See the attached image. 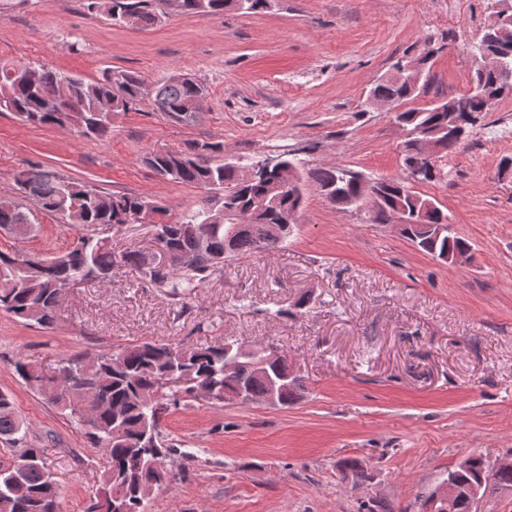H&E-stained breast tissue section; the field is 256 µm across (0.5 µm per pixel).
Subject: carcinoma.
I'll return each mask as SVG.
<instances>
[{"label":"carcinoma","instance_id":"1","mask_svg":"<svg viewBox=\"0 0 512 512\" xmlns=\"http://www.w3.org/2000/svg\"><path fill=\"white\" fill-rule=\"evenodd\" d=\"M172 5L184 14L215 16L225 11L245 14L268 9V0H86L91 11H100L115 25L144 29L159 21L157 7ZM473 56L491 54L512 71V9H494ZM435 50L401 59L412 66L404 78L387 77L371 96L391 102L393 120L412 130L425 127L439 131L443 152L418 182H432L448 176V154L458 144H448V113L455 102L464 103L459 119L472 134L482 121L484 97L499 99L512 95V82L474 67L470 92L453 102L436 98L420 107H405L426 91ZM206 88L187 74L172 75L148 87L134 71L108 68L96 80L66 74L42 65H15L0 61V112H10L36 127H65L87 138H103L112 127V115L128 112L143 100L153 110L176 122L196 119V101ZM419 157L413 140L405 142L403 173L399 177L374 181V197L364 198L361 187L341 179V168H308L294 159L288 165L297 172L295 186H280V174L271 172L257 182L244 183L239 163L224 162V144L190 143L184 149L152 151L143 162L166 180L209 190L194 210L176 217L168 208L134 194H109L87 182L65 178L33 167L19 175V192L7 206L0 205V230L20 239L29 235L40 216H53L63 224H74L82 233L68 250L39 256L23 250L0 251V309L41 328H51L57 318L59 284L62 281L105 283L117 266L134 269L155 288L182 299L224 269L228 257H238L280 248L288 240L272 232L288 213L300 211L306 191L313 187L331 205L367 216L372 224H391L404 219L402 236L433 258L455 263L470 244L456 235L442 205L413 190L411 172ZM250 214L247 229L230 249H225L224 208ZM162 216L155 225L154 241L179 262L163 268L145 266L138 249L114 252L97 238L102 226L138 224L147 217ZM80 385L63 388L48 400L57 412L76 421L87 443L103 458L95 492L85 512H103L101 504L116 486L128 497L129 512H145L148 501L140 500L146 485L159 488L172 481L165 473L140 467L138 457L149 444L171 448L164 421L170 411L188 401L201 400L224 406L247 394V403L288 406L301 398L300 379L288 369L281 356L265 360L260 356H237L234 344L200 345L182 348L156 340H144L101 353L85 365L82 356L59 360ZM14 369L32 390L46 395L54 385L51 365L21 358ZM167 378L185 379L188 386L161 389ZM30 427L18 413L10 394L0 391V443L12 458L26 461L17 472L0 463V512H59L58 487L43 452L30 440ZM337 467L354 482L369 479L356 459H343ZM447 480L459 489L456 512H477L476 503L487 489H512V465L499 467L482 455H472L448 470Z\"/></svg>","mask_w":512,"mask_h":512}]
</instances>
